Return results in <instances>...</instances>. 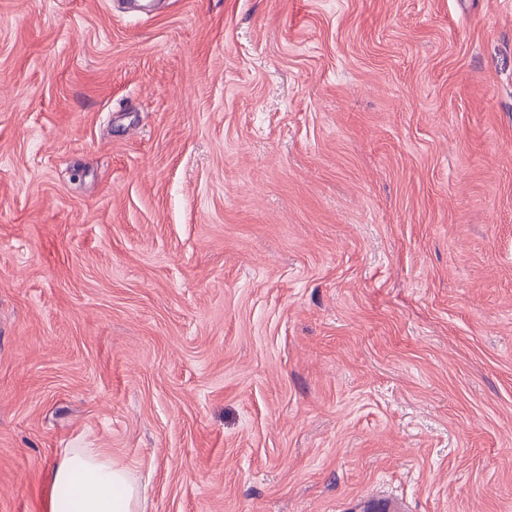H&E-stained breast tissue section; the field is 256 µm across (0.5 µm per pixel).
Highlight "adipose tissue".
I'll use <instances>...</instances> for the list:
<instances>
[{
	"label": "adipose tissue",
	"instance_id": "adipose-tissue-1",
	"mask_svg": "<svg viewBox=\"0 0 512 512\" xmlns=\"http://www.w3.org/2000/svg\"><path fill=\"white\" fill-rule=\"evenodd\" d=\"M50 512H139L140 491L125 468L94 449L66 451L54 475Z\"/></svg>",
	"mask_w": 512,
	"mask_h": 512
}]
</instances>
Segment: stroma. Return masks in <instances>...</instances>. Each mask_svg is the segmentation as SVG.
Instances as JSON below:
<instances>
[{
	"label": "stroma",
	"mask_w": 512,
	"mask_h": 512,
	"mask_svg": "<svg viewBox=\"0 0 512 512\" xmlns=\"http://www.w3.org/2000/svg\"><path fill=\"white\" fill-rule=\"evenodd\" d=\"M512 512V0H0V512ZM74 488L76 506L61 505V490ZM139 488L123 467L98 458L93 448L67 450L54 475L51 512H139ZM356 512H407L400 499L391 494H375L365 497Z\"/></svg>",
	"instance_id": "35a3bbf8"
}]
</instances>
